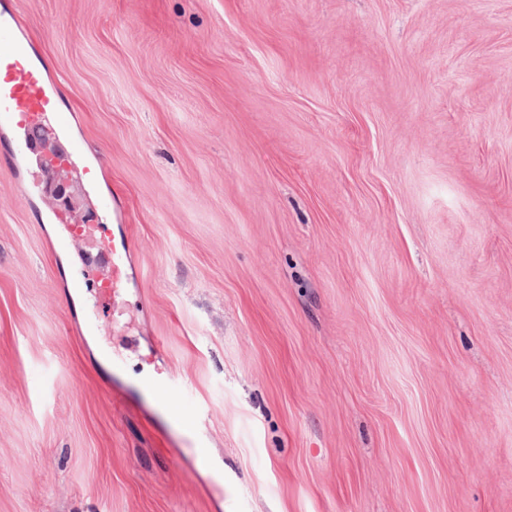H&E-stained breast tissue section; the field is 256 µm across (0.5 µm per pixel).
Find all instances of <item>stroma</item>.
<instances>
[{
  "mask_svg": "<svg viewBox=\"0 0 512 512\" xmlns=\"http://www.w3.org/2000/svg\"><path fill=\"white\" fill-rule=\"evenodd\" d=\"M14 16L72 117L0 129V512H512V0Z\"/></svg>",
  "mask_w": 512,
  "mask_h": 512,
  "instance_id": "stroma-1",
  "label": "stroma"
}]
</instances>
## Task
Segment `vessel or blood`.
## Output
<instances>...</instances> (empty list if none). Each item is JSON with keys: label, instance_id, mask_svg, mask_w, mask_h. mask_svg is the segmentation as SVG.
Here are the masks:
<instances>
[{"label": "vessel or blood", "instance_id": "1", "mask_svg": "<svg viewBox=\"0 0 512 512\" xmlns=\"http://www.w3.org/2000/svg\"><path fill=\"white\" fill-rule=\"evenodd\" d=\"M34 116L62 133L69 127V115L59 107L55 89L30 64L12 32L0 29V128L31 134Z\"/></svg>", "mask_w": 512, "mask_h": 512}]
</instances>
